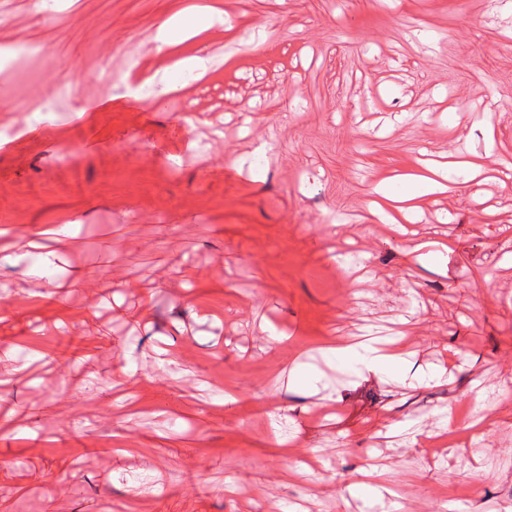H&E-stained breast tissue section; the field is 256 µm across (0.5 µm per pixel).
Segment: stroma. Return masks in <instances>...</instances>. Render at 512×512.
<instances>
[{
	"instance_id": "1",
	"label": "stroma",
	"mask_w": 512,
	"mask_h": 512,
	"mask_svg": "<svg viewBox=\"0 0 512 512\" xmlns=\"http://www.w3.org/2000/svg\"><path fill=\"white\" fill-rule=\"evenodd\" d=\"M176 11L220 20L159 48ZM509 35L512 0H0V512H512V179L365 220L392 170L512 154ZM398 333L386 376L323 351Z\"/></svg>"
}]
</instances>
